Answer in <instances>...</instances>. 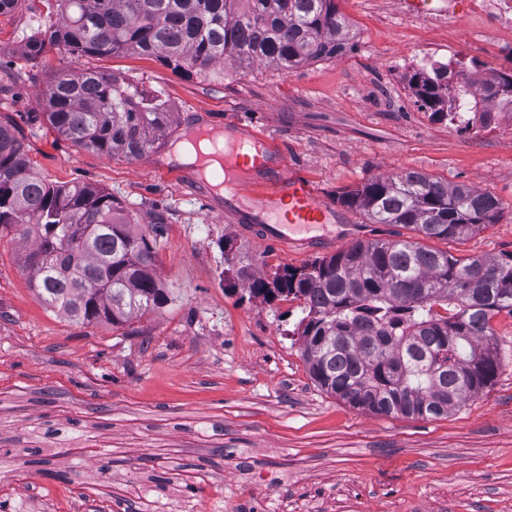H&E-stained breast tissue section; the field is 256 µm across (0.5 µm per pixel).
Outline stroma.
<instances>
[{"mask_svg": "<svg viewBox=\"0 0 512 512\" xmlns=\"http://www.w3.org/2000/svg\"><path fill=\"white\" fill-rule=\"evenodd\" d=\"M355 35L333 58L188 78L131 53L74 60L50 37L56 14L19 0L0 14V123L33 173L89 184L122 203L153 251L168 301L115 326L44 305L23 261L36 242L0 234V512H512V315L494 317L501 369L439 418L373 414L311 379L299 301L229 286L226 264L267 276L311 261L263 244L193 176L148 157L106 156L59 137L44 117L52 73L80 66L162 92L174 127L245 121L288 149L348 223L345 188L412 169L501 203L497 223L455 256L512 253V121L461 133L398 78L409 57L455 55L468 76L512 73V31L472 6L404 14L398 0H336ZM45 40L28 60L29 38Z\"/></svg>", "mask_w": 512, "mask_h": 512, "instance_id": "35a3bbf8", "label": "stroma"}]
</instances>
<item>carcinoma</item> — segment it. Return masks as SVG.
Instances as JSON below:
<instances>
[{"label":"carcinoma","mask_w":512,"mask_h":512,"mask_svg":"<svg viewBox=\"0 0 512 512\" xmlns=\"http://www.w3.org/2000/svg\"><path fill=\"white\" fill-rule=\"evenodd\" d=\"M59 17L52 37L69 53L152 56L175 71L267 63L291 70L336 54L353 38L335 0H31ZM429 103L448 69L412 76ZM512 107V74L482 80ZM45 118L73 145L145 155L172 121L160 92L116 74L74 68L44 91ZM338 201L371 224H402L428 239L464 240L500 215L499 201L415 170L374 176ZM111 194L33 175L22 141L0 124V232H35L25 257L38 297L82 321L121 325L166 300L153 253ZM254 296L302 302L303 357L313 381L354 408L442 417L492 384L501 368L491 321L512 315V254L456 257L411 240L357 241L269 278L231 269ZM443 312H438L437 308Z\"/></svg>","instance_id":"cac0c4a2"}]
</instances>
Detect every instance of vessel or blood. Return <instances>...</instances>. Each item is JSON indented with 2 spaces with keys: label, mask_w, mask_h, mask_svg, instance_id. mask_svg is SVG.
I'll return each instance as SVG.
<instances>
[{
  "label": "vessel or blood",
  "mask_w": 512,
  "mask_h": 512,
  "mask_svg": "<svg viewBox=\"0 0 512 512\" xmlns=\"http://www.w3.org/2000/svg\"><path fill=\"white\" fill-rule=\"evenodd\" d=\"M400 4L405 14L418 17L451 9L450 0ZM209 138L219 147L225 212L259 230L265 242L303 254L332 250L365 235L364 226L340 224L336 211L299 176L288 173L286 147L268 142L238 120L210 129Z\"/></svg>",
  "instance_id": "vessel-or-blood-1"
}]
</instances>
